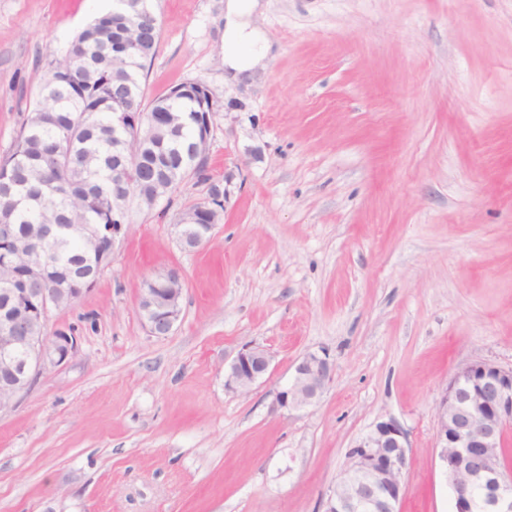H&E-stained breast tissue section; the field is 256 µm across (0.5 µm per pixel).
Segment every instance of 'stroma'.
Instances as JSON below:
<instances>
[{"mask_svg": "<svg viewBox=\"0 0 512 512\" xmlns=\"http://www.w3.org/2000/svg\"><path fill=\"white\" fill-rule=\"evenodd\" d=\"M144 100L206 83L203 174L131 206L112 262L48 331L76 352L0 411V512H323L380 418L408 433L400 512H450L436 413L463 366L512 367V0H262L258 77H224V0H154ZM108 0H0V158L43 77ZM224 190L208 241L188 206ZM178 267L166 336L137 306ZM247 344L272 355L224 388ZM334 381L276 411L306 352ZM224 197V191L220 189V186L217 184H212L209 192V197L206 200L196 202L193 206L199 205L200 207H195L192 211L182 214L179 222L190 216L195 215L198 217V223L199 224H193V233L190 235L188 233V226H190L189 223L187 224H176V226L179 228V241L181 245L185 248H195L203 243H205L211 236L216 224H219V222H212L214 224H208L210 222L209 218L206 216V214L201 210H207L213 212L215 215H219L222 210V200L221 198ZM191 206V207H193ZM271 365L272 356L266 348L247 345L224 368V387L234 393L248 391L270 375Z\"/></svg>", "mask_w": 512, "mask_h": 512, "instance_id": "1", "label": "stroma"}]
</instances>
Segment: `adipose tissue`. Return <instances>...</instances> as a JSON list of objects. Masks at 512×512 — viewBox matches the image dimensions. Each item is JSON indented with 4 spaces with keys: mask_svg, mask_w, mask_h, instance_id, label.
<instances>
[{
    "mask_svg": "<svg viewBox=\"0 0 512 512\" xmlns=\"http://www.w3.org/2000/svg\"><path fill=\"white\" fill-rule=\"evenodd\" d=\"M258 0H226L224 4L225 46L247 43L253 46L251 57L241 58L228 52L224 61L229 67V77L241 81L249 77L269 52V47L254 17L258 12Z\"/></svg>",
    "mask_w": 512,
    "mask_h": 512,
    "instance_id": "adipose-tissue-1",
    "label": "adipose tissue"
}]
</instances>
